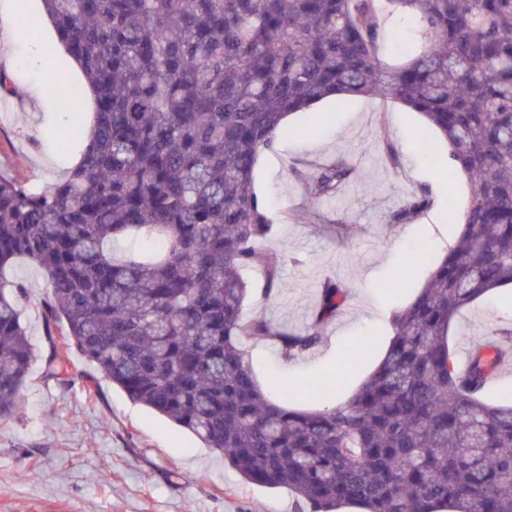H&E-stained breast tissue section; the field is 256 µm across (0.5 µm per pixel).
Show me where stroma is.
<instances>
[{
	"mask_svg": "<svg viewBox=\"0 0 512 512\" xmlns=\"http://www.w3.org/2000/svg\"><path fill=\"white\" fill-rule=\"evenodd\" d=\"M39 0H0V71L10 75L14 93L0 101V173L25 185L43 187L60 179L75 155L58 136L71 114L59 94L42 92L44 60L30 51L41 28L19 38L6 36L3 19L34 16ZM390 53L385 65L402 59L411 43L415 15L384 9L380 16ZM325 117L294 115L296 136L280 139L256 170V188L270 204L273 230L263 248L279 267L274 294H267L261 271L247 273L250 292L244 317L262 318L298 330L314 319L325 280L348 283L345 311L326 328L321 343L290 361L270 340L243 338L256 378L271 393L281 383L298 392V403L322 408L346 399L385 355L392 337V314L410 303L455 241L456 226L447 195L465 200V177L449 181L434 158L420 154L416 131L420 114L388 100L328 99ZM348 157L356 174L333 197L310 200L305 177L313 164ZM432 205L409 224L392 223L400 201L413 193ZM353 230L354 246L336 237L333 224ZM426 241L429 262L409 261L417 241ZM7 275L24 287L17 304L28 326L36 357L48 352L37 307L47 292L42 271L19 260ZM512 330V287L497 289L459 313L448 338L471 347L488 343L491 329ZM370 350H356L360 338ZM73 379L45 382L33 366L20 420L0 421V512H302L284 489L245 482L218 452L119 389L101 383L90 392L93 367L73 349L65 350ZM32 469L36 480L23 479Z\"/></svg>",
	"mask_w": 512,
	"mask_h": 512,
	"instance_id": "1",
	"label": "stroma"
}]
</instances>
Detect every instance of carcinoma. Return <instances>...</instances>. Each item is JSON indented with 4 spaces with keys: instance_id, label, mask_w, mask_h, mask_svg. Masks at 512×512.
Masks as SVG:
<instances>
[{
    "instance_id": "1",
    "label": "carcinoma",
    "mask_w": 512,
    "mask_h": 512,
    "mask_svg": "<svg viewBox=\"0 0 512 512\" xmlns=\"http://www.w3.org/2000/svg\"><path fill=\"white\" fill-rule=\"evenodd\" d=\"M417 15L414 46L382 64L377 0H43L95 96V132L65 177L33 190L0 174V421L22 412L33 350L3 274L19 258L45 275L38 307L47 382L66 384L58 348L195 435L245 480L286 488L311 512H512V404L484 400L492 369L447 342L459 312L512 285V0H387ZM377 95L420 113L448 148L459 238L403 310L374 373L323 410L268 398L242 348L272 339L285 360L315 348L350 286L327 280L301 331L243 320V272L266 292L269 203L259 157L291 133L282 118L329 96ZM428 129L416 148L429 155ZM352 174L338 158L305 183L311 200ZM424 192L393 222L415 220ZM157 241L118 253L126 239Z\"/></svg>"
}]
</instances>
